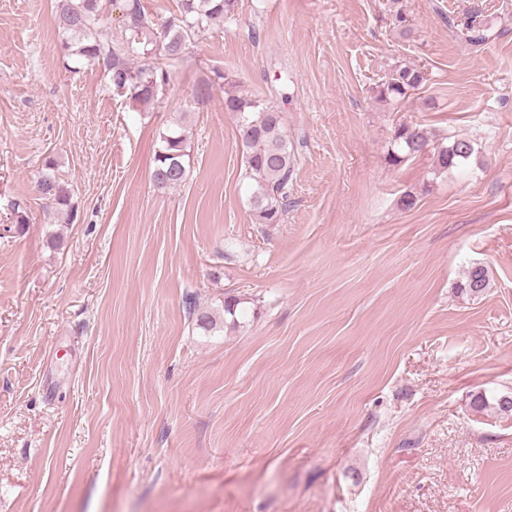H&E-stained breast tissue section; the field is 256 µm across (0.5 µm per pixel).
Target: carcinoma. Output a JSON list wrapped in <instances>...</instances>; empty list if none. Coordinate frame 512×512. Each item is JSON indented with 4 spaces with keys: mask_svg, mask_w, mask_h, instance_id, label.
Returning a JSON list of instances; mask_svg holds the SVG:
<instances>
[{
    "mask_svg": "<svg viewBox=\"0 0 512 512\" xmlns=\"http://www.w3.org/2000/svg\"><path fill=\"white\" fill-rule=\"evenodd\" d=\"M117 2L124 29L120 37L108 40L100 34L99 0H58L56 25L61 36L60 48L70 60H88L103 66L115 89L127 90L138 103L148 105L169 85L173 68L183 60L198 33L231 18L237 0H181L179 13L164 21L150 12L143 0ZM460 34L472 43L486 40L485 26L480 21H468ZM424 80L421 69L399 65L378 86L377 96L400 103ZM224 110L233 114L237 124L244 177L251 187L250 209L258 223L279 224L288 210L297 162L294 147L285 132L284 113L260 95L229 92L224 96ZM187 140L180 126L160 134L150 173L155 188L165 191L186 182L190 171L186 160ZM430 146L431 139L425 129L401 123L394 131L388 160L397 166ZM474 152L473 142L466 138L436 145L433 147L435 167L440 171L457 168ZM57 166L54 157L44 158L37 191L46 200L45 211L51 222L68 224L74 215L73 196L59 181ZM489 287L488 269L475 265L458 285V292L475 298Z\"/></svg>",
    "mask_w": 512,
    "mask_h": 512,
    "instance_id": "cac0c4a2",
    "label": "carcinoma"
}]
</instances>
